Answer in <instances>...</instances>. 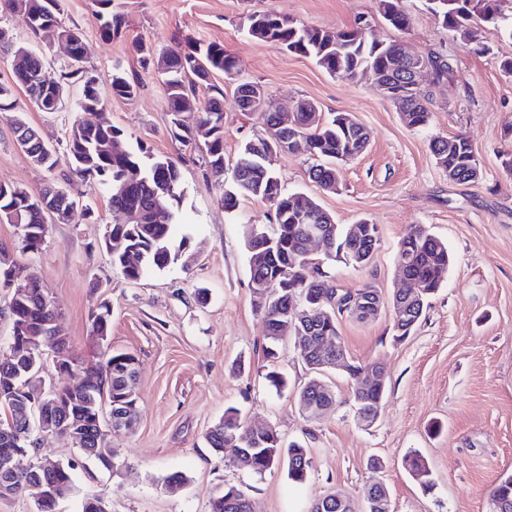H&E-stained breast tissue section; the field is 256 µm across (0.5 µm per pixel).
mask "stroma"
Returning <instances> with one entry per match:
<instances>
[{"mask_svg": "<svg viewBox=\"0 0 512 512\" xmlns=\"http://www.w3.org/2000/svg\"><path fill=\"white\" fill-rule=\"evenodd\" d=\"M401 6L411 18L403 31L387 25L380 0H112L127 25L121 37L108 40L98 31L96 0H63V20L83 30L85 67L101 88H108L118 68L141 82L134 99L109 98L113 125L130 146L181 158L184 195L171 240L176 259L136 282L100 246L117 215L95 180L73 183L91 212L79 209L69 222L50 225L36 255L22 252L13 225L0 223V247L14 255L19 277L40 279L73 352L86 360L99 354L90 315L104 302L112 309L113 349L138 362V424L132 433L105 440L116 451V468L89 462L78 468L61 512H81L84 498L93 494L104 497L112 512H208L225 484L243 487L256 512H308L314 500L336 491L349 497L354 512H364L377 478L389 490L391 512H490L492 490L512 476V179L502 167L512 154V77L500 69L512 58V36L478 28L488 47L478 55L438 24L426 0H402ZM249 11H272L331 31L362 20L371 37L397 41L412 54L446 52L454 74L438 84L422 75L419 86L432 95V115L427 128L415 130L372 81L329 75L314 59L249 36ZM0 26L12 31L15 42L41 51L53 76L65 71L66 53L51 35L31 34L7 14L0 15ZM188 41L223 44L277 109L306 98L321 116L347 112L369 131L364 153L338 166L332 192L309 180L306 153L283 154L274 162L288 192L316 201L336 223L346 227L365 218L377 224L380 239L367 270L328 262L339 284L369 282L391 299L402 286L398 244L411 226H424L448 244L454 257L448 283L430 298L408 336L398 337L386 310L367 325L340 322L347 360L379 363L388 376L372 424L356 417L354 382L340 368L323 376L336 393L335 406L308 420L297 392L311 374L293 338L278 343L275 357L264 354L245 227L270 224V206L244 198L235 211L224 209L218 186L204 174L200 149L171 137L161 79L142 69L135 50L142 42L161 50ZM15 99L13 109L0 112V183L34 190L48 176L66 178V165L51 175L35 167L13 129L24 121L64 151L72 106L43 112L20 90ZM261 133L255 116L225 104V163L233 164L243 143ZM459 134L476 150L479 182L450 181L429 149L431 138ZM201 288L208 291L203 303L196 298ZM272 371L285 375L284 390L271 386ZM231 406L246 426L268 425L284 442L303 444L312 461L307 480L293 482L283 466L257 475L240 467L232 452L219 456L208 448L207 430ZM413 454L423 458L427 480L406 466ZM373 458L382 461L381 472L369 469ZM175 472L186 482L173 493L164 480Z\"/></svg>", "mask_w": 512, "mask_h": 512, "instance_id": "stroma-1", "label": "stroma"}]
</instances>
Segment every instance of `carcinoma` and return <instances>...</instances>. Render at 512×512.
I'll return each mask as SVG.
<instances>
[{
  "instance_id": "carcinoma-1",
  "label": "carcinoma",
  "mask_w": 512,
  "mask_h": 512,
  "mask_svg": "<svg viewBox=\"0 0 512 512\" xmlns=\"http://www.w3.org/2000/svg\"><path fill=\"white\" fill-rule=\"evenodd\" d=\"M401 0H380L381 12L388 24L402 31L410 26V18L400 5ZM504 0H428L429 9L441 27L454 37L467 43L477 40L472 22L479 20L499 27L504 20L501 5ZM101 36L114 39L121 36L126 18L112 11V0H98ZM0 13L19 18L30 33L37 35L48 25L68 29L85 39L82 30L62 22L63 0H0ZM250 36L275 49L309 57L331 75L342 74L351 80L373 78L396 84L404 82L408 61L401 46L392 41L379 42L368 35L369 27L358 25L334 31L299 26L286 17L271 11H254L246 16ZM140 63L145 69L165 67L161 72L170 116V132L174 139L190 144L204 141V167L222 189L221 202L227 210L237 207L240 197H251L270 205L272 224L266 228L251 227L246 243L248 252L262 246L268 257L261 263L249 261L250 286L264 287L265 302L256 306L266 337L275 342L291 336L298 344L301 358L313 377L298 393L300 404H318L324 400L321 364L326 358L323 337L337 338L340 351H345L339 322L344 319L343 308L336 304V295L343 294L345 286L336 283L335 276L324 270L327 261H341L353 268H366L372 260L373 245L371 221L359 220L364 225L361 235L334 223L319 205L314 209L322 214V229L327 238L329 254L315 264L305 252V229L299 194L284 188L267 151L256 145L266 142H302L312 164L309 178L321 189L336 188V164L358 157L368 144V132L347 112H337L323 120L317 112H280L273 108L262 86L240 77L237 60L224 45L215 42L203 47L190 44L158 52L147 44L138 48ZM440 82L454 73L452 58L433 51L423 57ZM22 80L29 99L38 102L50 92L53 76L47 72L43 55L34 50L26 57ZM215 73L245 88L259 89V105L239 107L257 116L265 135L245 142L232 166L230 178L224 177V90L209 83ZM204 87L207 97L196 124L191 125L179 111L186 99H195ZM140 82L121 70L112 74L110 94L126 100L135 98ZM430 94L418 88H406L399 100L406 123L413 129L428 126L431 118ZM97 109L99 120L94 126L72 123L66 140V153L70 173L77 179L96 180L109 193V204L114 212L127 219L106 227L102 247L112 264L122 269L131 280L141 279L151 269H164L175 260L171 251V231L178 222L173 202L182 197L180 160L168 156L139 155L127 145L121 130L112 124L107 98L96 85L81 91L75 110L87 107ZM17 143L33 165L48 172L59 164L57 151L39 132L20 124L16 127ZM436 162L448 178L460 182L476 183L481 178L476 152L463 135L435 138L430 143ZM76 196L65 185L47 180L38 190L0 184V222L16 227L25 252L36 254L42 249L50 212L72 211ZM397 261L412 279L410 291L413 302L404 313L393 318L394 328L401 336L410 333V324L422 316L425 301L447 281L451 255L448 244L420 225L409 228L397 250ZM32 287L18 293V286L8 291L7 316L11 330L7 339L9 355L0 360V416L11 418L15 433L6 436L0 432V449L18 446L25 449L19 460L13 481L0 484V499L22 494L30 485L40 483L47 497L45 507L35 506L36 512H58L59 504L73 487L76 466L73 462H59L54 473L40 469L38 457L31 447L34 433H63V427L75 418L81 426L82 457L99 468L110 471L114 465L106 460L104 451L103 404L127 405L132 423H137V371L120 376L108 372V357L112 353L107 345L112 312L110 306L100 305L91 314V323L98 325L97 338L105 344L97 360L84 363L76 358L68 343L55 341V322L58 312L38 277H32ZM307 313L306 319H293L294 311ZM52 342L55 357L68 358L74 371L83 375L84 390L73 394L59 389V405L52 412L54 423L44 425L36 402L48 387L41 376L43 367L40 347ZM347 373L357 380L353 394L356 416L375 414L386 393V380L375 386L363 385L368 368L348 364ZM112 375V389H104L107 375ZM208 447L217 454L226 448H249L247 462L255 474H262L282 463L287 464L288 476L304 482L312 468L308 451L298 443L284 444L274 431H254L242 423L240 412L234 407L224 411L222 419L210 427L205 435ZM492 512H512V490L500 482L492 493ZM209 512H254L252 500L238 486L226 484L219 488L209 503Z\"/></svg>"
}]
</instances>
